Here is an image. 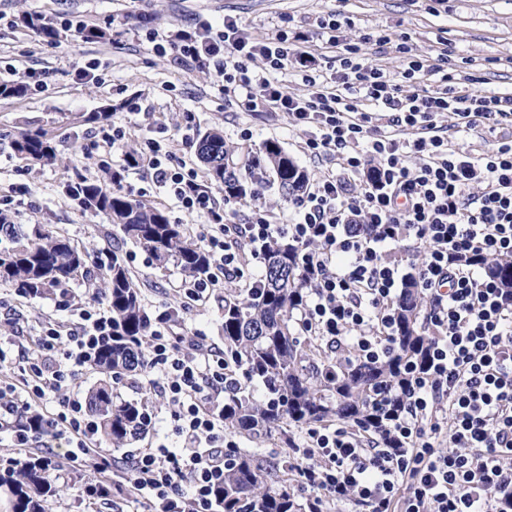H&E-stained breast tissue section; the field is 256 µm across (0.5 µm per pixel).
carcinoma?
<instances>
[{"mask_svg":"<svg viewBox=\"0 0 512 512\" xmlns=\"http://www.w3.org/2000/svg\"><path fill=\"white\" fill-rule=\"evenodd\" d=\"M117 110L110 104L81 115L79 122L104 126ZM12 148L25 160L48 165L58 160L46 129L20 131ZM240 153L239 147L226 144L221 130L204 132L197 154L205 164L207 184L224 187V194L232 197L247 191L249 174L230 180L226 172ZM260 156L283 196L301 194L308 180L306 169L271 140L264 143ZM120 180L121 171L107 170L100 179L79 176L64 189L83 210L109 217L121 240L140 247L156 265L172 263L189 277L214 273L210 256L184 225L172 222L165 209L130 198L116 186ZM483 266L488 275L512 289V259L489 257ZM87 273V253L67 235L48 224H15L8 214L0 213V284L13 287L24 298H43ZM90 286L112 314V345L95 364L105 378L88 391L87 405L101 436L120 450L137 438L143 408L137 401L120 398L114 382L138 369L147 311L140 289L115 252ZM304 296L299 250L276 238L265 251L262 285L218 300L224 353L243 369L247 382L258 381L265 388L260 400L245 386L225 398L224 428L283 450L280 458L255 451L233 456L224 469V486L217 492L222 512H304L288 478L296 475V464L288 458L291 428L345 421L361 429H379L398 410L391 394L407 388L409 370L426 363L428 338L421 320L426 297L415 286L405 288L395 306L397 336L388 359L376 364L355 362L332 376L327 372L338 358L313 341L302 344L294 324ZM24 460V466L0 474V498L8 502L9 512H46L45 504L56 492L52 474L34 458Z\"/></svg>","mask_w":512,"mask_h":512,"instance_id":"cac0c4a2","label":"carcinoma"}]
</instances>
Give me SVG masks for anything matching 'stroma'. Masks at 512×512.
Listing matches in <instances>:
<instances>
[{
  "instance_id": "obj_1",
  "label": "stroma",
  "mask_w": 512,
  "mask_h": 512,
  "mask_svg": "<svg viewBox=\"0 0 512 512\" xmlns=\"http://www.w3.org/2000/svg\"><path fill=\"white\" fill-rule=\"evenodd\" d=\"M129 8L127 0H0V76L22 80L26 71L47 73L44 91L26 90L15 97H0V202H7L15 223L49 224L64 231L88 253L89 268L100 259L119 251L136 277L146 310L180 303L183 274L179 268L159 269L141 248L121 241L111 222L102 215L83 212L65 193L64 185L76 176L100 177L101 166L111 164L98 142L102 127L73 123L78 113L98 111L108 104L139 98L142 111L134 121L120 122L129 146H136L147 125L164 123L173 138L174 161L185 162L197 174L205 166L195 149L187 148L183 135L198 139L206 129L218 126L228 143L238 141L242 129H250L255 143L277 141L280 147L309 173H317L319 163L310 161L298 149L299 131L286 120L267 112H248L218 93L210 73L178 68L152 50L145 34L134 23L114 25V16ZM150 11L160 28L185 23L198 15H233L257 35L278 30L318 34V20L331 11H342L351 20L345 30L349 39L388 30L407 34L417 54L432 55L447 44L455 70L481 76L482 90L512 94V0H151ZM36 13L63 22L83 23L108 29L111 40L84 42L62 36L56 48H46L39 32L22 23L23 15ZM97 63L101 77L97 83L78 81L75 64ZM193 113L192 129H185L183 117ZM45 128L54 136L59 160L52 165L18 158L11 142L23 129ZM123 190L136 200L164 207L172 220L184 224L191 238H198L204 219L188 216L147 172L128 173ZM72 311L57 310L54 297L26 299L14 288L0 285V336L12 337L16 344L31 345L48 322L67 330L77 323ZM221 317L215 302L188 310L177 332L191 336L200 332L210 343L223 346ZM126 400L144 402L158 415L156 434L139 438L115 451L98 442L97 452L107 459L132 456L135 449L156 442L177 448L181 442L171 431V410L159 403L148 379L141 373L127 374L117 389ZM68 444L56 447L58 473L64 489L54 496L49 512H85L83 490L96 474L88 470L71 472L66 457Z\"/></svg>"
}]
</instances>
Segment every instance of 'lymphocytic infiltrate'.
<instances>
[{
    "instance_id": "obj_1",
    "label": "lymphocytic infiltrate",
    "mask_w": 512,
    "mask_h": 512,
    "mask_svg": "<svg viewBox=\"0 0 512 512\" xmlns=\"http://www.w3.org/2000/svg\"><path fill=\"white\" fill-rule=\"evenodd\" d=\"M348 25L336 11L319 25L333 52L328 72L305 35L257 38L231 15L146 31L159 56L213 73L230 100L286 113L302 129L301 152L327 167L290 200L288 219L260 201L236 223L240 198L217 203L193 169L171 164L165 126L132 153L120 129L102 141L113 156L134 158L183 211L209 219L200 241L217 274L184 280V308L208 302L221 280L246 278L269 242L285 237L301 250L303 334L379 362L393 349L394 307L406 283L424 292L429 360L412 371L389 427L397 447L347 423L304 429L294 450L296 493L309 512L350 501L368 512H512V293L481 265L490 255L512 256V136L477 154L452 144L453 136L512 122V95L476 91L477 76L449 73L447 50L423 59L406 35L383 30L351 42L342 36ZM371 47L395 49L400 71L369 65ZM289 69L305 94L284 83ZM446 112L454 121L444 127L437 117ZM177 316H150L143 362L176 408L173 430L183 445L136 449L121 478L151 512H217L224 395L244 375L218 347L185 344L173 331ZM80 318L66 336L43 327L23 385L0 384V420L14 422L19 445L41 444L46 465L54 463L51 442L63 439L73 470L104 476L112 465L94 454L97 424L74 386L111 344L112 318L96 299ZM24 410L38 413V429L18 426Z\"/></svg>"
}]
</instances>
